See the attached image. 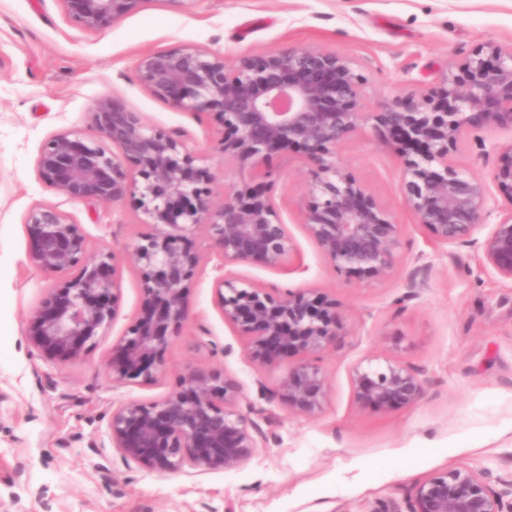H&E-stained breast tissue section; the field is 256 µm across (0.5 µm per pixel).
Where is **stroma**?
Wrapping results in <instances>:
<instances>
[{
	"mask_svg": "<svg viewBox=\"0 0 512 512\" xmlns=\"http://www.w3.org/2000/svg\"><path fill=\"white\" fill-rule=\"evenodd\" d=\"M490 44H512V0H143L97 31L81 29L64 0H0V512H375L446 467L482 470L494 482L512 478V433L481 448L463 445L470 433L512 420V281L481 250L433 242L399 194L394 144L368 126L345 140L339 159L403 227L387 278L348 284L307 238L309 168L283 152L268 179L295 253L277 267H225L197 229L190 320L151 381L116 385L107 372L113 344L142 303L139 275L126 262L118 264L119 312L85 354L60 361L27 339L52 284L28 261L24 218L33 205L56 206L82 224L93 257L122 252L147 230L133 199L73 201L38 177L44 141L62 131L89 135L94 101L113 99L179 133L210 166L216 202L265 179L262 170L224 160L205 116L140 85L142 55L194 46L232 59L320 48L352 60L364 80L360 109L377 112L420 99L448 68ZM509 144L510 127L478 129L455 162L486 181L496 147ZM221 273L283 293L313 288L336 296L347 334L318 357L329 393L317 417L271 398L288 365L251 362L216 303ZM412 278L424 290L397 305ZM393 358L424 370L423 400L388 413L356 409L353 368ZM202 366L224 368L241 383L240 406L258 408L253 456L236 470L208 473L126 463L110 441L113 410L163 400L184 372Z\"/></svg>",
	"mask_w": 512,
	"mask_h": 512,
	"instance_id": "1",
	"label": "stroma"
}]
</instances>
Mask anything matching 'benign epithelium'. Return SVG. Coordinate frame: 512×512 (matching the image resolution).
<instances>
[{
	"label": "benign epithelium",
	"mask_w": 512,
	"mask_h": 512,
	"mask_svg": "<svg viewBox=\"0 0 512 512\" xmlns=\"http://www.w3.org/2000/svg\"><path fill=\"white\" fill-rule=\"evenodd\" d=\"M66 2L79 25L93 31L144 0ZM136 75L154 97L209 115L220 133L218 150L241 167H258L284 150L302 156L311 175L303 230L348 280L390 275L402 233V225L339 161L342 143L365 124L400 146V193L433 241L477 246L497 273L512 279V143L498 149L491 175L500 203L486 183L466 176L453 160L471 130L512 127V45L477 52L419 102H396L379 112L360 111L363 82L352 62L319 48L233 61L199 47L168 49L141 56ZM89 116L95 136L55 134L40 149L37 172L71 200L137 197L151 229L124 246L123 259L140 274L142 305L112 347L108 372L116 385L149 381L189 318L187 300L200 261L192 245L196 229H205L225 264L275 267L289 260L295 244L263 186L236 190L216 205L210 169L175 133L107 98L97 100ZM494 212L500 219L489 226ZM25 224L30 264L54 279L28 339L62 361L77 358L117 316V256L88 258L82 225L53 205L33 206ZM215 295L253 363L271 367L296 358L274 394L289 410L318 416L329 383L313 357L343 335L336 298L312 289L275 294L222 274ZM352 386L359 410L408 409L425 394L421 371L399 360L356 366ZM240 396V383L225 370L195 368L165 399L130 401L113 411L112 445L126 463L154 471L234 470L257 448V424L240 409ZM375 512H512V479L493 484L468 466L450 467L416 482L404 504L390 498Z\"/></svg>",
	"instance_id": "benign-epithelium-1"
}]
</instances>
